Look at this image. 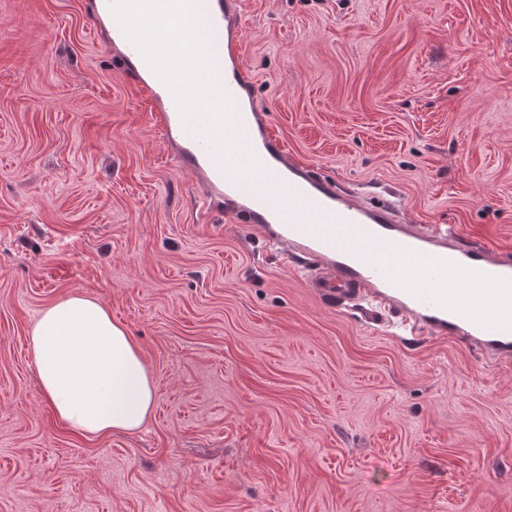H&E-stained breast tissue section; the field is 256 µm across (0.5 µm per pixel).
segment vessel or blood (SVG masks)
Segmentation results:
<instances>
[{
    "label": "vessel or blood",
    "mask_w": 512,
    "mask_h": 512,
    "mask_svg": "<svg viewBox=\"0 0 512 512\" xmlns=\"http://www.w3.org/2000/svg\"><path fill=\"white\" fill-rule=\"evenodd\" d=\"M196 8L236 125L262 168L256 179L237 176L220 149L185 128L170 89L125 36L110 0H90L95 28H108L109 42L122 48L125 78L153 97L152 120L178 164L195 175L204 205L233 211L286 245L289 262L339 309L393 314L402 335L460 336L488 355H511L512 297L499 287L512 284V253L465 246L451 224L402 223L389 200L348 202L313 170L290 164L268 116L249 101L234 0H198Z\"/></svg>",
    "instance_id": "1"
}]
</instances>
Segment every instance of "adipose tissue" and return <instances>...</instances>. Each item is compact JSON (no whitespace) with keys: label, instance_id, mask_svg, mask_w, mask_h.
<instances>
[{"label":"adipose tissue","instance_id":"ef3b65f1","mask_svg":"<svg viewBox=\"0 0 512 512\" xmlns=\"http://www.w3.org/2000/svg\"><path fill=\"white\" fill-rule=\"evenodd\" d=\"M29 336L42 393L65 426L106 436L148 421L154 381L136 342L97 300L73 295L43 308Z\"/></svg>","mask_w":512,"mask_h":512}]
</instances>
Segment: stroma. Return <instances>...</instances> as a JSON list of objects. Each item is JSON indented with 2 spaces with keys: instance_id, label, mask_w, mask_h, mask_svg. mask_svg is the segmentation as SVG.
<instances>
[{
  "instance_id": "1",
  "label": "stroma",
  "mask_w": 512,
  "mask_h": 512,
  "mask_svg": "<svg viewBox=\"0 0 512 512\" xmlns=\"http://www.w3.org/2000/svg\"><path fill=\"white\" fill-rule=\"evenodd\" d=\"M259 111L344 193L512 251V0H238ZM88 0H0V512H512V356L336 310L169 157ZM96 299L156 385L133 434L42 396Z\"/></svg>"
}]
</instances>
